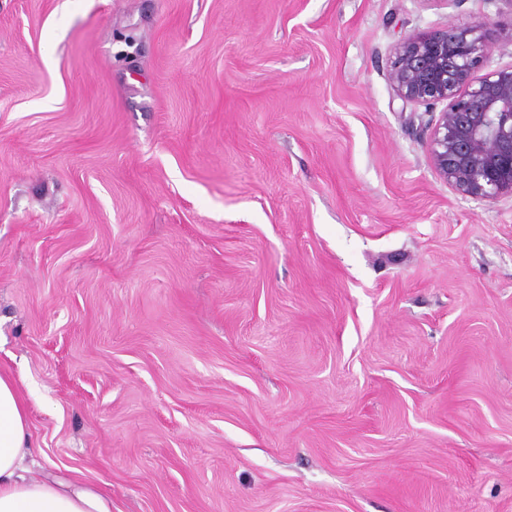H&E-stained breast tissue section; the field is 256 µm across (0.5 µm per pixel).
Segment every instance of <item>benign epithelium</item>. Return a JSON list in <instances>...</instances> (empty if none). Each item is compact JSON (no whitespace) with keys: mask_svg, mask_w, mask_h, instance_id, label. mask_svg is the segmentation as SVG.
Returning <instances> with one entry per match:
<instances>
[{"mask_svg":"<svg viewBox=\"0 0 512 512\" xmlns=\"http://www.w3.org/2000/svg\"><path fill=\"white\" fill-rule=\"evenodd\" d=\"M494 48V32L477 17L467 27L405 36L387 68L404 102L444 105L431 123L430 164L478 201L512 198V64L480 73Z\"/></svg>","mask_w":512,"mask_h":512,"instance_id":"obj_1","label":"benign epithelium"}]
</instances>
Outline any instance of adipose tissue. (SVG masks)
I'll return each mask as SVG.
<instances>
[{
  "label": "adipose tissue",
  "instance_id": "obj_1",
  "mask_svg": "<svg viewBox=\"0 0 512 512\" xmlns=\"http://www.w3.org/2000/svg\"><path fill=\"white\" fill-rule=\"evenodd\" d=\"M27 409L15 380L0 372V512H112V501L89 485L28 477Z\"/></svg>",
  "mask_w": 512,
  "mask_h": 512
}]
</instances>
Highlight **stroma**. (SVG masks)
Returning a JSON list of instances; mask_svg holds the SVG:
<instances>
[{"label": "stroma", "mask_w": 512, "mask_h": 512, "mask_svg": "<svg viewBox=\"0 0 512 512\" xmlns=\"http://www.w3.org/2000/svg\"><path fill=\"white\" fill-rule=\"evenodd\" d=\"M512 0H0V371L112 512H512V198L387 62Z\"/></svg>", "instance_id": "1"}]
</instances>
